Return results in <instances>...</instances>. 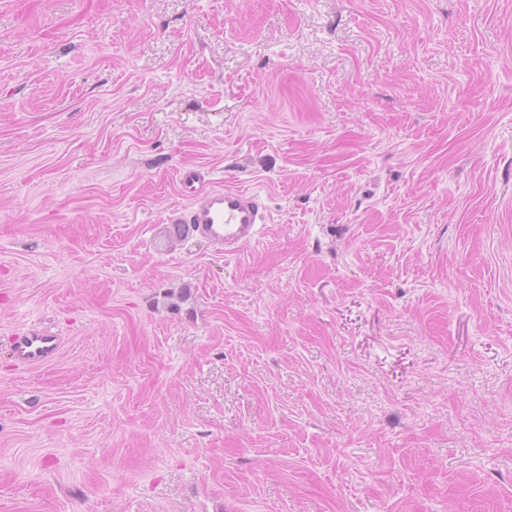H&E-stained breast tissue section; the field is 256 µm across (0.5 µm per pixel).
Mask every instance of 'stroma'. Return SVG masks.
I'll use <instances>...</instances> for the list:
<instances>
[{
    "label": "stroma",
    "mask_w": 512,
    "mask_h": 512,
    "mask_svg": "<svg viewBox=\"0 0 512 512\" xmlns=\"http://www.w3.org/2000/svg\"><path fill=\"white\" fill-rule=\"evenodd\" d=\"M0 512H512V0H0ZM198 180L195 171L184 172L183 184L195 200L171 223L188 224L195 237L218 253H236L255 242L269 219L263 198L256 192L226 187L198 193ZM60 348L59 337L47 332H23L14 336L11 343L14 359L25 366L52 362L57 358Z\"/></svg>",
    "instance_id": "1"
}]
</instances>
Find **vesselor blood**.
I'll return each instance as SVG.
<instances>
[{
	"label": "vessel or blood",
	"mask_w": 512,
	"mask_h": 512,
	"mask_svg": "<svg viewBox=\"0 0 512 512\" xmlns=\"http://www.w3.org/2000/svg\"><path fill=\"white\" fill-rule=\"evenodd\" d=\"M198 180L194 171L183 174L185 188L196 191L197 196L178 216V223L188 225L195 237L219 253H235L255 242L262 224L269 219L263 198L252 191L226 187L200 193L196 190ZM60 348L59 337L47 332H24L14 336L11 343L14 359L25 366L52 362Z\"/></svg>",
	"instance_id": "vessel-or-blood-1"
}]
</instances>
